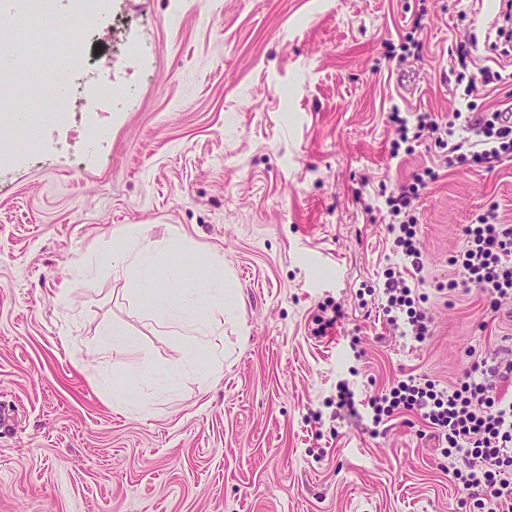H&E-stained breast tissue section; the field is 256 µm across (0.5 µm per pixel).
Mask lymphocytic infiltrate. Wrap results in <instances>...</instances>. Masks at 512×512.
<instances>
[{
    "label": "lymphocytic infiltrate",
    "instance_id": "obj_1",
    "mask_svg": "<svg viewBox=\"0 0 512 512\" xmlns=\"http://www.w3.org/2000/svg\"><path fill=\"white\" fill-rule=\"evenodd\" d=\"M465 107L464 121L471 131L466 138L456 137L455 121L435 113L409 117L392 109V153H399L403 144L428 138L441 149L440 162L446 168L477 165L492 170L511 161L512 122L503 111L480 112L471 101ZM435 175L434 169H427L425 176L390 195L381 211L394 252L416 275L410 283L400 273H387L382 311L393 330L419 343L431 335L433 317L428 308L415 303L417 287L425 282L415 202L425 178ZM450 262L462 286L476 291L486 313L512 314V224L502 223L495 208L463 227L462 245ZM500 381L512 382V349L493 364L474 359L470 372L445 387L422 375H407L369 398L372 422L378 426L395 414L415 413L443 444L451 479L475 512H512V398L497 392Z\"/></svg>",
    "mask_w": 512,
    "mask_h": 512
}]
</instances>
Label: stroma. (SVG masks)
Wrapping results in <instances>:
<instances>
[{
    "mask_svg": "<svg viewBox=\"0 0 512 512\" xmlns=\"http://www.w3.org/2000/svg\"><path fill=\"white\" fill-rule=\"evenodd\" d=\"M481 0H109L61 32L93 73L111 68L129 95L111 136L86 141L84 114L36 125L37 158L0 156V512H465L448 460L411 414L373 427L370 395L407 374L455 381L512 335L487 321L449 258L489 207L512 224V161L441 169L417 204L422 287L433 334H393L368 288L401 269L377 214L384 193L435 166L413 143L391 156L392 107L451 119L456 47L471 73H512L489 50ZM419 30L421 59L385 60V42ZM417 86L398 88L401 71ZM56 91L50 64L0 74ZM126 224L157 251L172 297L212 265L236 299L206 312L212 336L150 315L146 292L108 268L103 246ZM92 280L72 284L80 261ZM70 287L68 307L56 294ZM345 317L315 335L323 304ZM136 340L115 349L102 333ZM223 369L210 375L213 353ZM176 374L152 395L128 384L144 367ZM109 388L96 385L92 373ZM348 382L356 413L336 406ZM152 413L116 411L113 394Z\"/></svg>",
    "mask_w": 512,
    "mask_h": 512,
    "instance_id": "stroma-1",
    "label": "stroma"
}]
</instances>
